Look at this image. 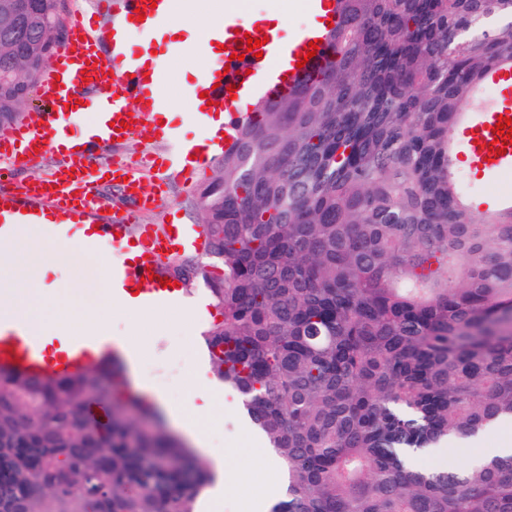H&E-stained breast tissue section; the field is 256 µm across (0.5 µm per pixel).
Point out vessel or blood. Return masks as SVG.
I'll use <instances>...</instances> for the list:
<instances>
[{
	"mask_svg": "<svg viewBox=\"0 0 512 512\" xmlns=\"http://www.w3.org/2000/svg\"><path fill=\"white\" fill-rule=\"evenodd\" d=\"M171 0H88L86 10L69 19V35L54 51L37 87L42 112L37 124L21 122L0 132V163L14 169L36 161L38 156L59 154L61 164L48 177L33 180L18 191L0 194V239L11 235L20 222L38 216L61 221L62 233L79 226L85 248L94 250L112 244L121 252H133L132 260H121L104 271L113 284L112 299L134 302L142 308L177 304L181 288L162 286L167 277L169 257L183 251L203 252L204 237L199 230L183 224L167 228L155 224H137V211L153 207L154 194L148 193L138 166L112 157V144L138 139L157 142L158 125L144 120L132 128L117 131L116 123L128 121L130 111L159 108L163 100V71L142 64L151 53L144 43L139 54H131L125 41L130 27L152 32L174 19ZM330 0H307L315 15L313 26L299 31L291 39L270 35L262 44V57L246 53L235 59L243 23L236 13H228L213 25L212 39L225 47L220 59L206 67L196 81L197 110L225 112L228 120H237L236 102L241 98L266 99L293 89L301 80L314 76L330 56L328 41L332 26L339 18L329 11ZM144 9L143 21H134L136 9ZM319 48L308 61L300 56L309 42ZM503 100L497 108L483 112L469 126L464 155L481 171L498 172L512 167V144H505L493 128L499 116H512L507 102L512 99V74H492ZM94 112L100 117L93 133L75 134V147L61 149L57 136L75 119ZM213 140L192 148L193 164H183L184 147L170 139L169 150L157 166L151 184L161 187L173 172L191 174L206 168L214 157ZM122 180L129 197L137 200V211L109 212L97 191L104 178ZM112 351L108 336L89 334L43 336L26 332L22 323L0 315V369L26 374L73 375L82 367Z\"/></svg>",
	"mask_w": 512,
	"mask_h": 512,
	"instance_id": "b4317fda",
	"label": "vessel or blood"
}]
</instances>
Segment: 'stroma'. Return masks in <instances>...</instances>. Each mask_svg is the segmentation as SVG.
<instances>
[{
    "mask_svg": "<svg viewBox=\"0 0 512 512\" xmlns=\"http://www.w3.org/2000/svg\"><path fill=\"white\" fill-rule=\"evenodd\" d=\"M205 7V0H174L175 18L183 28L181 44H174L172 37L165 33L154 37L155 44L162 50L168 100L187 102L190 86L206 66L197 47L198 30ZM457 170L468 202L475 211L493 210L503 201H512V168L489 176L461 161L457 164ZM205 179V174H198L192 185L187 186L180 177H171L154 208L141 212L140 223L162 224L171 221L178 224H200L196 201ZM68 247L75 256V264L72 270L57 277L56 291L59 299H67L71 289L83 288L88 292V301H96L102 279L99 253L83 249L74 239L69 240ZM184 296L199 308L198 313L187 319L173 310H161L152 317L143 318L128 313L121 305L112 307L113 334H136L145 350L143 373L175 406L184 404L189 392V365L204 360L203 346L198 336L211 320L208 290L203 282L198 281L185 287ZM241 415V405L229 408L223 399H216L204 417L212 448L220 452L229 451L227 463L232 467L243 462L251 464L261 458H274V450L242 424ZM507 437L512 438V420L474 439L449 438L439 453L423 455L418 458L417 464L422 468H442L448 465L461 468L482 455L485 449L497 447Z\"/></svg>",
    "mask_w": 512,
    "mask_h": 512,
    "instance_id": "obj_1",
    "label": "stroma"
}]
</instances>
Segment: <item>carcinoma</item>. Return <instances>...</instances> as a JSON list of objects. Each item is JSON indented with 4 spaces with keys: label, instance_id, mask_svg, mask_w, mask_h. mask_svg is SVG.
Returning a JSON list of instances; mask_svg holds the SVG:
<instances>
[{
    "label": "carcinoma",
    "instance_id": "carcinoma-1",
    "mask_svg": "<svg viewBox=\"0 0 512 512\" xmlns=\"http://www.w3.org/2000/svg\"><path fill=\"white\" fill-rule=\"evenodd\" d=\"M59 5L0 0V127L26 119ZM336 9L334 60L256 103L199 192L204 255L171 269L209 287L213 378L277 454L269 512H512V455L415 463L512 419V206L474 212L450 150L512 69V0ZM212 478L119 357L0 372V512H198Z\"/></svg>",
    "mask_w": 512,
    "mask_h": 512
}]
</instances>
